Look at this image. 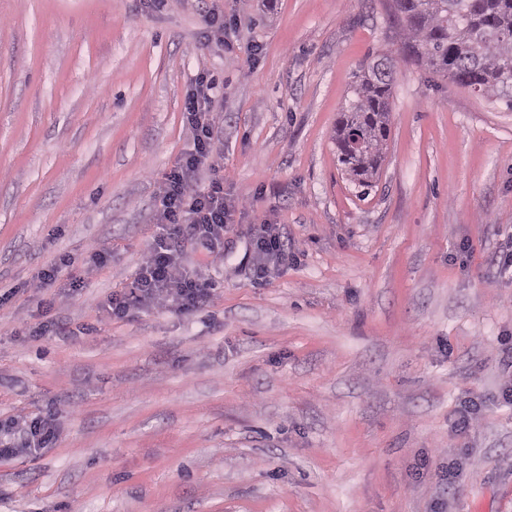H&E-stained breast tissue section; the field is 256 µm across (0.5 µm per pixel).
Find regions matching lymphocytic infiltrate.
<instances>
[{
  "label": "lymphocytic infiltrate",
  "instance_id": "lymphocytic-infiltrate-1",
  "mask_svg": "<svg viewBox=\"0 0 512 512\" xmlns=\"http://www.w3.org/2000/svg\"><path fill=\"white\" fill-rule=\"evenodd\" d=\"M214 85L199 75L187 94L183 115L193 135L189 152L165 174L159 197L157 221L163 231L138 268L129 293L110 295L107 307L122 318L135 308L166 301L181 311L209 304V285L182 262V246H190L206 258L224 252V235L233 221L235 208L224 200V180L219 177L222 156L215 146ZM214 171L207 185H199L202 170Z\"/></svg>",
  "mask_w": 512,
  "mask_h": 512
}]
</instances>
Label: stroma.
<instances>
[{
    "label": "stroma",
    "instance_id": "1",
    "mask_svg": "<svg viewBox=\"0 0 512 512\" xmlns=\"http://www.w3.org/2000/svg\"><path fill=\"white\" fill-rule=\"evenodd\" d=\"M401 42L391 0H0V423L54 424L0 458V512H512V110L400 63L359 193L334 126ZM201 72L237 207L222 257L185 251L212 300L113 319ZM257 224L288 252L262 279ZM24 434V445L26 446L24 448H32V446L35 448L52 438L54 430L48 420L34 419L29 426H27Z\"/></svg>",
    "mask_w": 512,
    "mask_h": 512
}]
</instances>
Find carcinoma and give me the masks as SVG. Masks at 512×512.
<instances>
[{
  "label": "carcinoma",
  "instance_id": "obj_1",
  "mask_svg": "<svg viewBox=\"0 0 512 512\" xmlns=\"http://www.w3.org/2000/svg\"><path fill=\"white\" fill-rule=\"evenodd\" d=\"M404 31L403 56L380 53L349 90L334 140L338 162L369 188L390 133L392 90L400 58L512 109V0H393Z\"/></svg>",
  "mask_w": 512,
  "mask_h": 512
}]
</instances>
